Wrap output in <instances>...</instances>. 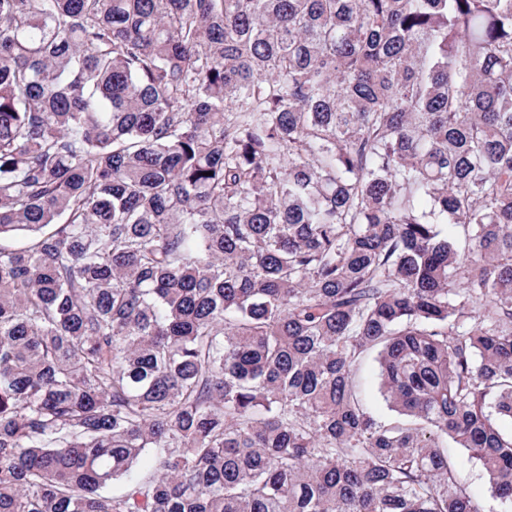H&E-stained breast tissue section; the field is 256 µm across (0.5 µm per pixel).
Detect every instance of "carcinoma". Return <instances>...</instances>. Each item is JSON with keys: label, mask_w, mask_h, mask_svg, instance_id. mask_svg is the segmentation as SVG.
Listing matches in <instances>:
<instances>
[{"label": "carcinoma", "mask_w": 512, "mask_h": 512, "mask_svg": "<svg viewBox=\"0 0 512 512\" xmlns=\"http://www.w3.org/2000/svg\"><path fill=\"white\" fill-rule=\"evenodd\" d=\"M17 234L0 512L512 503V0H0ZM378 365L375 354L365 355L357 367L355 382L359 387L367 412L382 423L391 421L395 413L384 401L379 391ZM451 460L461 481L480 501L485 512H504L507 505L494 498L478 461L460 448H450Z\"/></svg>", "instance_id": "obj_1"}]
</instances>
